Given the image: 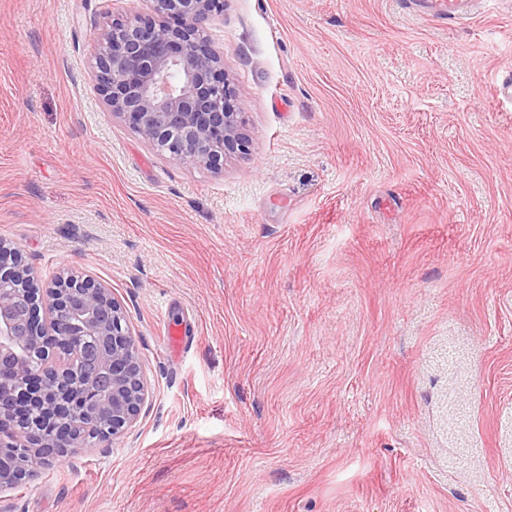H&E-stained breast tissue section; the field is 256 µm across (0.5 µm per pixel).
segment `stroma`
Listing matches in <instances>:
<instances>
[{
    "label": "stroma",
    "mask_w": 512,
    "mask_h": 512,
    "mask_svg": "<svg viewBox=\"0 0 512 512\" xmlns=\"http://www.w3.org/2000/svg\"><path fill=\"white\" fill-rule=\"evenodd\" d=\"M149 11L0 0V239L110 288L149 388L0 512H512V0H224L216 171L96 91L104 14ZM430 15L438 21L459 22L470 15L476 1L428 0Z\"/></svg>",
    "instance_id": "35a3bbf8"
}]
</instances>
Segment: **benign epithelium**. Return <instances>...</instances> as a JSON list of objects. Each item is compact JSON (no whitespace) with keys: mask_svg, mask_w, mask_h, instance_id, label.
Wrapping results in <instances>:
<instances>
[{"mask_svg":"<svg viewBox=\"0 0 512 512\" xmlns=\"http://www.w3.org/2000/svg\"><path fill=\"white\" fill-rule=\"evenodd\" d=\"M113 18L95 56L98 94L156 151L219 169L248 150L223 57L204 30L224 0H148ZM148 386L112 291L76 271L44 286L0 239V490L49 455L94 448L137 421Z\"/></svg>","mask_w":512,"mask_h":512,"instance_id":"benign-epithelium-1","label":"benign epithelium"}]
</instances>
